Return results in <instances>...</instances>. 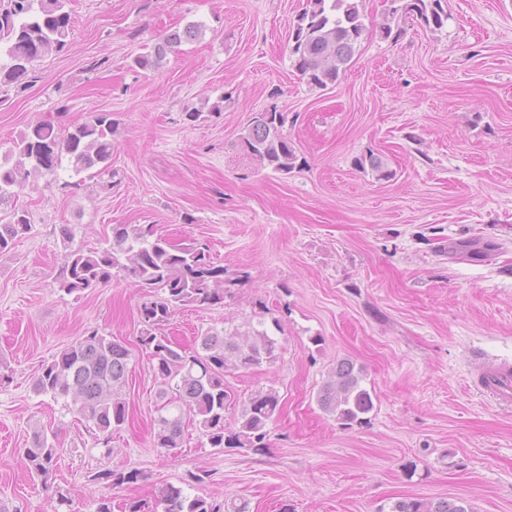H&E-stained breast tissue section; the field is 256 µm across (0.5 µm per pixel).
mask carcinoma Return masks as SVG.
<instances>
[{
	"label": "carcinoma",
	"instance_id": "cac0c4a2",
	"mask_svg": "<svg viewBox=\"0 0 512 512\" xmlns=\"http://www.w3.org/2000/svg\"><path fill=\"white\" fill-rule=\"evenodd\" d=\"M69 0H0V45L7 62L0 63V92L20 84L30 66L61 52L72 36ZM361 0H308L292 33V66L312 87L336 84L354 57L367 26ZM413 17L440 29L448 21L443 0H391L386 23L380 27L389 38L403 19ZM202 25L191 23L159 37L147 52L133 58L131 67L156 70L166 55L182 42L197 38ZM60 115L51 114L27 127L0 162V205L16 195L30 176L55 179L62 155L69 156L75 172L92 177L110 173L112 134L117 120L110 112H98L82 123L59 126ZM279 112H262L242 137L244 147L264 166L287 175L295 168L296 155L281 132ZM30 228L24 209L13 208L0 224V255L10 252ZM156 292L140 307L142 329L139 344L154 361L161 380L158 391L155 446L181 447L186 422L190 421L213 448L267 447L268 426L279 410L276 390L258 389L243 403L234 428L224 427L229 398L224 373L249 369L277 359V341L266 331H253L244 341L237 334L208 330L197 337V348L188 352L161 333L176 310L214 306L224 302V266L210 260L207 247L196 241L174 243L157 233L152 224H117L112 243L97 250L65 245L57 287L67 295H81L112 280V270ZM130 351L96 329L61 350L42 365L33 390L55 400L68 398L73 411L104 443L128 418L122 388L126 383ZM363 370L349 361L336 365L317 393L325 412L344 426L361 425L374 408L373 392L363 384ZM57 448L48 435L34 428L24 460L31 475L48 479L56 466ZM142 474L106 468L97 478L110 485L134 483ZM163 512H248V503L231 498L219 505L200 496H188L172 484L160 490ZM389 512H472L464 500L440 498L396 500Z\"/></svg>",
	"mask_w": 512,
	"mask_h": 512
}]
</instances>
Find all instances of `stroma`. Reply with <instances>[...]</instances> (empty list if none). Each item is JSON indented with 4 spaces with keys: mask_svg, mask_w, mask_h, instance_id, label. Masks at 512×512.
Listing matches in <instances>:
<instances>
[{
    "mask_svg": "<svg viewBox=\"0 0 512 512\" xmlns=\"http://www.w3.org/2000/svg\"><path fill=\"white\" fill-rule=\"evenodd\" d=\"M307 0H70L71 43L0 95V155L57 107L70 125L108 112L112 188L30 179L14 204L31 228L0 256V512H72L135 501L163 512L162 486L207 471L197 495L248 501L250 512H378L400 498L464 499L473 512H512V407L476 382L480 366L512 365V0H448L432 30L398 39L378 24L387 0H363L368 32L344 76L310 88L290 35ZM198 22L197 40L159 69L134 70L164 33ZM201 115L189 120V109ZM281 112L296 167L281 174L244 151L261 112ZM376 155L393 176L357 159ZM116 224H152L196 239L230 280L221 305L176 311L163 333L185 349L207 330L264 327L279 358L224 378L234 428L244 400L272 388L280 411L269 446L213 448L188 426L181 448L154 444L159 379L138 345L146 289L113 274L78 296L55 277L63 237L106 246ZM98 329L131 352L129 416L109 443L64 401L36 394L42 364ZM361 367L375 408L341 426L316 402L336 362ZM56 432L50 483L22 451L34 426ZM137 470L112 486L99 471ZM414 476H407L408 467Z\"/></svg>",
    "mask_w": 512,
    "mask_h": 512,
    "instance_id": "35a3bbf8",
    "label": "stroma"
}]
</instances>
